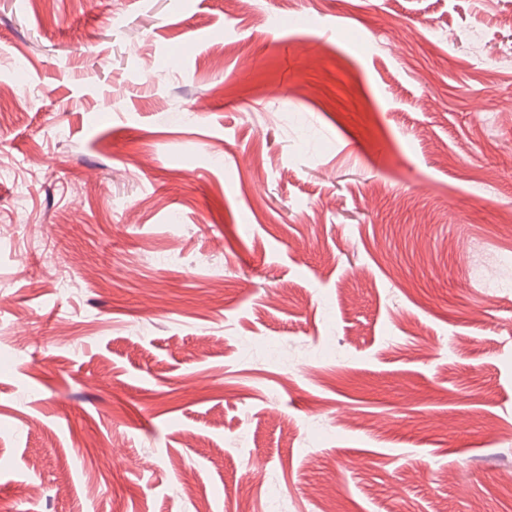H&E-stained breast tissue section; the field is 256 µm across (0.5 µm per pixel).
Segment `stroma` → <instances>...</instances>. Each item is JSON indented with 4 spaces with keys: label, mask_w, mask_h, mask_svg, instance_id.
<instances>
[{
    "label": "stroma",
    "mask_w": 512,
    "mask_h": 512,
    "mask_svg": "<svg viewBox=\"0 0 512 512\" xmlns=\"http://www.w3.org/2000/svg\"><path fill=\"white\" fill-rule=\"evenodd\" d=\"M510 15L0 0V512H512Z\"/></svg>",
    "instance_id": "obj_1"
}]
</instances>
